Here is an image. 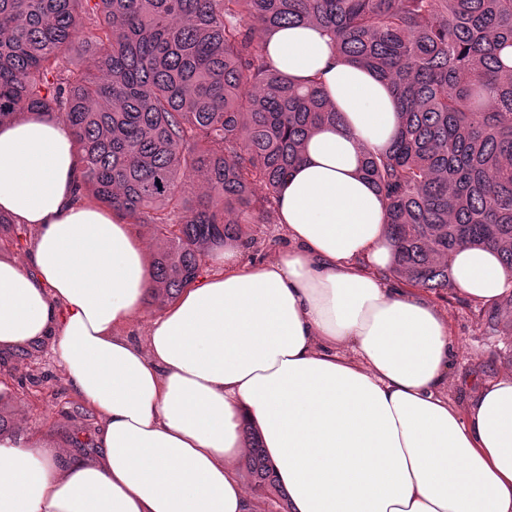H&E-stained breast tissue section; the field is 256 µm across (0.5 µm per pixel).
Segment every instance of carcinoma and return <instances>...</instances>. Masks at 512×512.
Instances as JSON below:
<instances>
[{
	"mask_svg": "<svg viewBox=\"0 0 512 512\" xmlns=\"http://www.w3.org/2000/svg\"><path fill=\"white\" fill-rule=\"evenodd\" d=\"M87 22L93 67L74 72L64 59ZM307 23L395 99L393 139L360 160L395 271L439 294L469 245L512 272V0H0V122L33 111L72 129L84 195L152 226L151 301H173L264 217L254 187L277 199L305 138L339 120L320 77L298 83L262 53V37ZM190 170L205 183L194 200ZM475 315L511 336L512 294ZM245 434L256 485L276 487Z\"/></svg>",
	"mask_w": 512,
	"mask_h": 512,
	"instance_id": "cac0c4a2",
	"label": "carcinoma"
}]
</instances>
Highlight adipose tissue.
I'll use <instances>...</instances> for the list:
<instances>
[{"label": "adipose tissue", "mask_w": 512, "mask_h": 512, "mask_svg": "<svg viewBox=\"0 0 512 512\" xmlns=\"http://www.w3.org/2000/svg\"><path fill=\"white\" fill-rule=\"evenodd\" d=\"M263 49L294 80L320 76L340 114L281 188L290 246L250 264L225 245L141 344L125 330L154 287L146 244L78 191L64 122L0 123V212L36 230L27 264L0 256V350L50 342L101 420L88 459L0 432V512H261L237 470L248 426L290 512H512V369L452 398L447 320L386 277L385 203L359 159L395 134L389 88L314 24ZM450 268L474 304L512 293L496 250L460 248Z\"/></svg>", "instance_id": "adipose-tissue-1"}]
</instances>
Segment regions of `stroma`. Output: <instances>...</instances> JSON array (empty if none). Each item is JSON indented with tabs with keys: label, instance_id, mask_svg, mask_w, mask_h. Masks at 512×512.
I'll list each match as a JSON object with an SVG mask.
<instances>
[{
	"label": "stroma",
	"instance_id": "stroma-1",
	"mask_svg": "<svg viewBox=\"0 0 512 512\" xmlns=\"http://www.w3.org/2000/svg\"><path fill=\"white\" fill-rule=\"evenodd\" d=\"M244 257L267 261L285 247V234L277 221L246 225ZM431 302L447 317L459 350L452 377L490 378L512 368L500 354L502 338L474 315V307L455 292L431 295ZM11 386L9 400L0 402V420L9 427L37 436L49 448H69L82 441V455H93L100 420L72 393L65 372L49 343L13 352H0V381Z\"/></svg>",
	"mask_w": 512,
	"mask_h": 512
}]
</instances>
